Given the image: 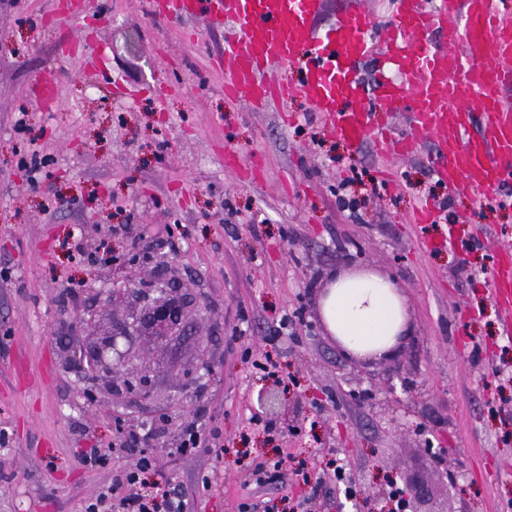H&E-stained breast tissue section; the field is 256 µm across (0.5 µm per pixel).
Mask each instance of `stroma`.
I'll return each instance as SVG.
<instances>
[{"instance_id": "35a3bbf8", "label": "stroma", "mask_w": 512, "mask_h": 512, "mask_svg": "<svg viewBox=\"0 0 512 512\" xmlns=\"http://www.w3.org/2000/svg\"><path fill=\"white\" fill-rule=\"evenodd\" d=\"M225 33L148 0H0V512H81L144 454L190 512L287 490L312 512H380L391 479L426 486L421 512H512V335L489 280L512 206L452 193L436 139L384 158L372 138L332 135L299 90L304 57L281 73L285 104L226 96ZM33 152L48 159L34 181ZM421 204L433 222L410 223ZM164 257L201 316L150 354L152 400L86 403L80 318L161 276ZM340 270L382 274L405 299L408 331L373 363L314 316ZM267 355L277 376L255 367ZM269 386L270 435L249 427ZM119 419L166 432L120 451ZM193 422L220 453L179 450ZM241 448L334 454L355 496L287 469L255 485Z\"/></svg>"}]
</instances>
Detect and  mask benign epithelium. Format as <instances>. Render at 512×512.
<instances>
[{"label": "benign epithelium", "mask_w": 512, "mask_h": 512, "mask_svg": "<svg viewBox=\"0 0 512 512\" xmlns=\"http://www.w3.org/2000/svg\"><path fill=\"white\" fill-rule=\"evenodd\" d=\"M123 294L128 304L127 317L106 324L100 320L90 323L88 344L83 356L93 369L89 382L82 387L84 397L96 402L102 392L121 399L128 395L147 397L150 395L148 380L120 385L115 374L122 368L138 367L143 360L144 346L150 342L166 344L185 333L187 324L201 315L186 289L172 276L157 288H142V284L131 281L128 287L112 290V295L103 303H114V296ZM260 409L269 413L277 411L280 404L278 392L267 388L257 398Z\"/></svg>", "instance_id": "7a95c632"}]
</instances>
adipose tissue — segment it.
Here are the masks:
<instances>
[{"label":"adipose tissue","mask_w":512,"mask_h":512,"mask_svg":"<svg viewBox=\"0 0 512 512\" xmlns=\"http://www.w3.org/2000/svg\"><path fill=\"white\" fill-rule=\"evenodd\" d=\"M321 305L329 332L350 354L387 352L407 332L397 285L375 273L336 274Z\"/></svg>","instance_id":"1"}]
</instances>
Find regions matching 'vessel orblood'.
<instances>
[{
	"mask_svg": "<svg viewBox=\"0 0 512 512\" xmlns=\"http://www.w3.org/2000/svg\"><path fill=\"white\" fill-rule=\"evenodd\" d=\"M215 0H158L159 11L208 19ZM393 22L377 27L365 9L337 15L327 30L317 22L325 0H224L233 34L224 42V91L261 109L284 100L278 68L298 50L308 56L304 95L318 111L335 115L334 131L350 143L368 133L360 66L372 62L375 90L393 109L408 108L394 138L378 137L379 150L411 152L435 138L444 150L436 172L452 191L478 188L486 202L512 204V19L494 0H396ZM458 27V46L436 43L435 32ZM482 111L478 137L468 135L471 107ZM501 299L512 296V248L492 265Z\"/></svg>",
	"mask_w": 512,
	"mask_h": 512,
	"instance_id": "obj_1",
	"label": "vessel or blood"
}]
</instances>
